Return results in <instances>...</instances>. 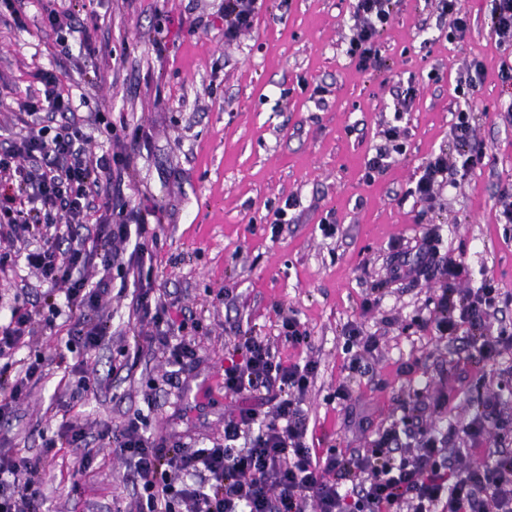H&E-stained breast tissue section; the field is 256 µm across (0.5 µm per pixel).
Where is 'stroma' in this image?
Returning <instances> with one entry per match:
<instances>
[{"label": "stroma", "instance_id": "35a3bbf8", "mask_svg": "<svg viewBox=\"0 0 512 512\" xmlns=\"http://www.w3.org/2000/svg\"><path fill=\"white\" fill-rule=\"evenodd\" d=\"M463 4L468 31L459 42L447 36L439 0H394L376 44L382 65L367 70L347 53L353 0H257L256 26L232 42L224 39V0H26L20 20L0 15V136L18 132V104L36 87V71L55 70L87 121L90 149L120 146L128 156L121 199L158 235L154 293L185 317L198 352L193 369L175 376L148 350L120 369L119 350L139 323L131 290L110 295V336L91 359L77 349L67 356L85 361L102 384L69 407L54 395L64 373L57 351L75 338L72 320L60 315L52 331L0 357V369L14 371L38 351L49 369L0 422V451L39 454L44 432L66 415L93 435L138 410L147 411L149 432L210 447L237 404L224 393V356L248 331L266 337L284 363L316 361L302 408L306 443L321 454L370 447L420 387L427 422L443 428L467 421L495 392L512 416V347L486 360L464 340L411 328L438 281H385L394 245L434 227L442 251L464 254L468 287L490 278L512 294V226L497 217L500 192L512 190V84L499 74L512 45L498 44L487 26L492 0ZM65 5L92 32L96 54L76 36L59 45L43 26L47 9ZM474 59L484 81L470 99L456 85ZM408 88L410 107L395 116L396 94ZM465 108L485 146L483 164L435 203L414 201L409 188L432 156L452 150L454 115ZM100 111L119 140L89 123ZM393 125L399 135L390 141L384 132ZM380 148L392 162L369 174L366 163ZM291 198L299 204L290 223L272 230L274 211ZM367 298L377 301L368 312ZM287 316L308 332V345L285 340ZM348 324L380 338L362 374L348 369ZM341 386L348 400L337 399ZM443 394L452 403L434 411ZM127 473L108 447L90 471L75 472L64 448L42 490L52 512H135ZM63 476L73 477L76 492L58 489Z\"/></svg>", "mask_w": 512, "mask_h": 512}]
</instances>
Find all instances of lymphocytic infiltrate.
<instances>
[{"label": "lymphocytic infiltrate", "instance_id": "lymphocytic-infiltrate-1", "mask_svg": "<svg viewBox=\"0 0 512 512\" xmlns=\"http://www.w3.org/2000/svg\"><path fill=\"white\" fill-rule=\"evenodd\" d=\"M392 0H355L354 31L348 53L361 68L378 60L377 38L389 25ZM38 95L19 104L26 116L24 131L0 150V274L17 257L43 282L61 287L64 305L33 300L15 304L7 324H0V356L36 335V322L52 327L61 309L75 315L84 354H91L108 331L107 320L91 323L86 312L100 313L111 293L112 270L131 274L135 312L144 330L140 345L160 351L172 366L186 367L196 356L193 339L176 333L168 308L152 298L154 268L145 247L148 227L123 205L94 196L111 184L125 166L123 153L97 155L87 147L83 127L56 74L37 70ZM454 153L431 157L410 194L432 201L450 172L471 173L484 158L468 111L453 125ZM100 206L94 235L85 232L92 206ZM133 242L131 252L120 251ZM98 269L89 280V266ZM431 273L440 283L427 315L417 317L421 329L452 339L466 335L486 357L512 345L506 328L491 317L512 303L494 280L468 287L470 268L464 256L440 251L432 234L398 249L391 280ZM317 373L314 361L283 364L263 336H244L224 358V391L240 396L265 390L274 402L270 418L253 406L224 418V441L210 448H186L148 433L143 413L119 426L104 425L96 438L84 427L62 421L46 439L43 454L33 457L0 452V512H49L40 489V473L50 450L79 449V471L89 469L93 441L118 450L129 466L136 490V512H512V452L491 450L482 463L458 467L450 443L463 438L483 447L499 427L500 394L488 395L470 419L446 430L420 425L422 408L411 409L413 423H391L365 451L335 448L317 454L306 443L307 426L301 400ZM45 377V359L34 355L11 381L0 382V419Z\"/></svg>", "mask_w": 512, "mask_h": 512}]
</instances>
